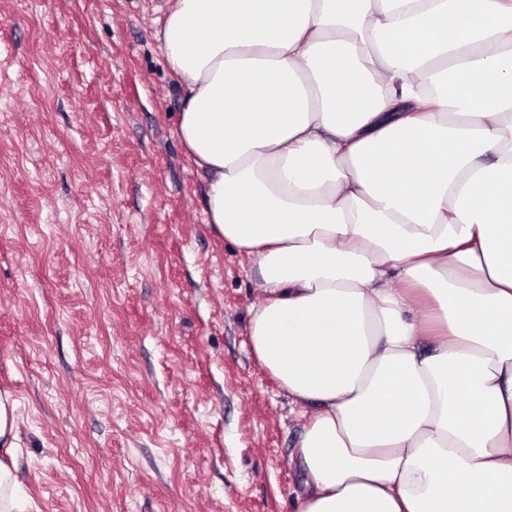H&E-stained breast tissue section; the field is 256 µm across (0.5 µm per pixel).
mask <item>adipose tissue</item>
<instances>
[{"label":"adipose tissue","instance_id":"ef3b65f1","mask_svg":"<svg viewBox=\"0 0 512 512\" xmlns=\"http://www.w3.org/2000/svg\"><path fill=\"white\" fill-rule=\"evenodd\" d=\"M170 2L297 512H512V0Z\"/></svg>","mask_w":512,"mask_h":512}]
</instances>
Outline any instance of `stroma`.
<instances>
[{
  "instance_id": "obj_1",
  "label": "stroma",
  "mask_w": 512,
  "mask_h": 512,
  "mask_svg": "<svg viewBox=\"0 0 512 512\" xmlns=\"http://www.w3.org/2000/svg\"><path fill=\"white\" fill-rule=\"evenodd\" d=\"M168 4L0 0V460L25 512H293L300 409L177 135ZM15 403L8 393H0V440L14 438Z\"/></svg>"
}]
</instances>
